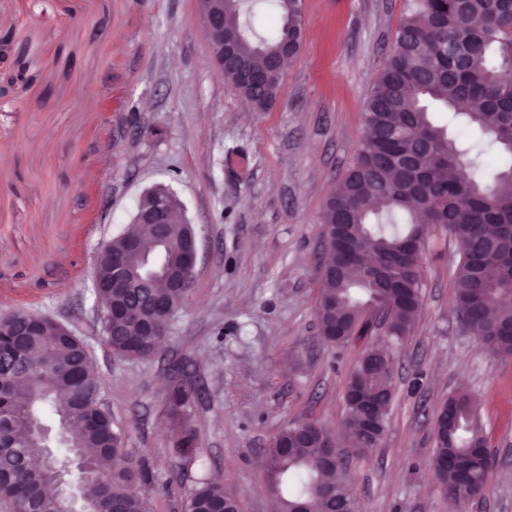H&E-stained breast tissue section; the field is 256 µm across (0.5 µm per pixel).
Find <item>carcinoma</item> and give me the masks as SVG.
<instances>
[{"mask_svg":"<svg viewBox=\"0 0 512 512\" xmlns=\"http://www.w3.org/2000/svg\"><path fill=\"white\" fill-rule=\"evenodd\" d=\"M280 12L281 23L265 35L251 23L249 0H224V28L238 34V54L265 69L282 45L295 39V19L301 0H269ZM282 78L279 69L267 73L260 88L232 85L257 112L271 108ZM464 101L475 106L466 109ZM435 112H446L477 128L485 147H462L437 123ZM363 138L355 160L327 199L322 213L326 255L339 264L343 250L340 225H348L364 264L377 268L408 249L426 250V229L415 223L421 210L433 213L445 232L466 238V248L454 273V308L466 317V327L498 356L512 355V0H408L395 44L384 67L375 76L362 115ZM494 149L502 165L491 181L481 177L483 155ZM184 224L169 225L165 254L169 274L137 282L127 292L112 294L117 305L140 304L145 322L176 315L188 304V293L169 287L179 277L180 259L188 247ZM139 271L155 253L149 232L137 224L111 237L110 248L95 258L99 283L112 279V254ZM421 300V263H416L403 288H388L376 278L368 282L345 270L322 278L316 315L319 333L328 343L367 339L347 381L346 420L359 414L354 395H383L375 409L383 431L395 392L394 358L387 344L401 341L414 327ZM388 310L383 335L368 310ZM18 310L0 317V357L16 350L23 362L14 367L0 392V417L12 421V440L0 450V506L20 512H65L64 501L45 490L43 470L29 461L57 456L53 441L61 423H78L75 447L84 468L72 479L90 499L93 512H146L141 490L153 477L145 467L128 466L123 436L114 428L112 413L100 404L101 380L80 340L64 335L47 316L32 336H12ZM119 357H150L161 348L163 336L145 335L144 322H128L120 336H104ZM194 391L185 385L170 392L167 416L178 429L174 454L188 463L200 460L198 438L189 405ZM445 405L454 410L452 434L455 452L471 459L472 480L484 482L479 452L486 449L483 428L471 397L451 395ZM37 422L44 436L37 440L15 436V429ZM306 436L299 424H290L272 438L266 450L268 477L279 512H333L336 497L352 503L341 461L330 460L326 444L333 433L311 423ZM239 508L236 495L206 476L194 481L186 512H224Z\"/></svg>","mask_w":512,"mask_h":512,"instance_id":"cac0c4a2","label":"carcinoma"}]
</instances>
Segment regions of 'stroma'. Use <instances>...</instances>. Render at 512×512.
Segmentation results:
<instances>
[{"instance_id":"obj_1","label":"stroma","mask_w":512,"mask_h":512,"mask_svg":"<svg viewBox=\"0 0 512 512\" xmlns=\"http://www.w3.org/2000/svg\"><path fill=\"white\" fill-rule=\"evenodd\" d=\"M406 0H303L305 37L274 106L253 111L213 66L197 0H0V35L27 41L29 86L0 64V310L68 323L87 342L125 453L154 474L147 512H185L199 471L172 452L170 380L195 389L209 476L240 512H270L263 455L283 427L342 432L362 350L319 334L322 211L352 166L362 113ZM163 184L198 229L191 301L159 354L120 358L94 321L98 243ZM456 239L433 232L421 308L395 352L389 428L365 456L341 445L358 512H452L434 478L433 417L479 398L492 464L466 512H512V357L489 353L454 310Z\"/></svg>"}]
</instances>
